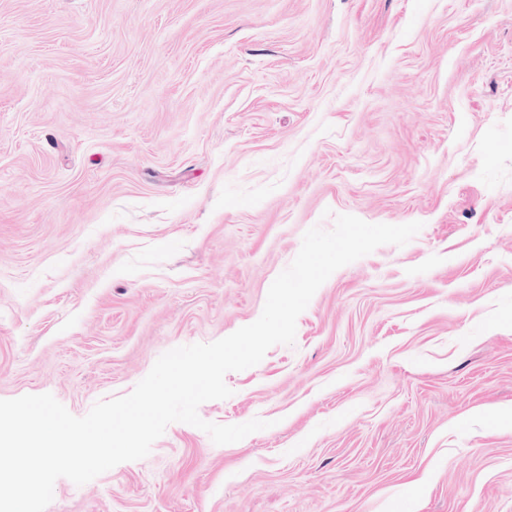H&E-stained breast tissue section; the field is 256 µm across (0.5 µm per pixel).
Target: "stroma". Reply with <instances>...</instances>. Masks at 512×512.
Listing matches in <instances>:
<instances>
[{
  "label": "stroma",
  "instance_id": "obj_1",
  "mask_svg": "<svg viewBox=\"0 0 512 512\" xmlns=\"http://www.w3.org/2000/svg\"><path fill=\"white\" fill-rule=\"evenodd\" d=\"M336 270L208 422L46 512H512V0H0V399L74 416Z\"/></svg>",
  "mask_w": 512,
  "mask_h": 512
}]
</instances>
